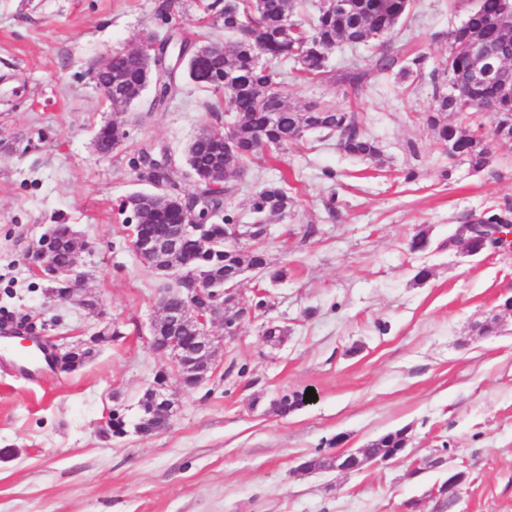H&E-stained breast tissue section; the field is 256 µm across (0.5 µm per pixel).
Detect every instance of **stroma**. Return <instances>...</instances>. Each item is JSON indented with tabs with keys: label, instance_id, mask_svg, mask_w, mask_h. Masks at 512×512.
Masks as SVG:
<instances>
[{
	"label": "stroma",
	"instance_id": "obj_1",
	"mask_svg": "<svg viewBox=\"0 0 512 512\" xmlns=\"http://www.w3.org/2000/svg\"><path fill=\"white\" fill-rule=\"evenodd\" d=\"M0 0V323L21 318L66 349L104 342L75 370L37 384L0 358V512H431L429 493L465 467L461 512H512V260L468 252V214L512 209V146L485 169L451 156L425 122L429 79L378 72L374 45L341 46L314 80L286 79L287 103L361 113L382 153L358 159L311 130L280 160L231 176L225 206L250 223L251 199L287 177L295 205L269 220L261 248L271 283L248 270L241 304L266 291L265 317L222 343L201 386L186 390L149 327L170 284L132 246L124 200L154 186L142 149L183 164L202 131L223 132V94L181 79L163 106L145 89L113 111L93 79L114 52L178 33L220 43L223 0ZM477 0H412L391 48L448 61L446 35ZM366 76L351 88L352 66ZM127 136L109 155L95 137L108 122ZM413 180H406L407 172ZM334 209H326L327 201ZM70 225L82 247L75 293L50 299L34 259L51 225ZM429 242L415 252L417 234ZM426 278H418L419 270ZM493 333H480L487 318ZM286 331L267 341L264 321ZM176 394L173 422L135 432L138 401L159 373ZM314 389L315 401L278 417L270 404ZM129 430L104 436L110 412ZM406 430L401 457L355 472H305L302 460L366 447Z\"/></svg>",
	"mask_w": 512,
	"mask_h": 512
}]
</instances>
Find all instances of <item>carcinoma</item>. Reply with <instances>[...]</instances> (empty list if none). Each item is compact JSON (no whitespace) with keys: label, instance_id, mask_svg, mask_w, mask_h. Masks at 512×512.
Wrapping results in <instances>:
<instances>
[{"label":"carcinoma","instance_id":"carcinoma-1","mask_svg":"<svg viewBox=\"0 0 512 512\" xmlns=\"http://www.w3.org/2000/svg\"><path fill=\"white\" fill-rule=\"evenodd\" d=\"M304 0H224L220 18L228 41L221 50L208 56L200 65L184 66L189 80L202 88L223 91L232 112L234 140L224 143V135L206 131L191 143L193 163L181 169L168 165L157 181L160 192L144 195L128 204L136 221L153 233L164 232L169 225L184 220L181 204L184 196L179 183L189 181L195 192L191 197L214 213H224V223H210L206 240L185 235L179 251L171 263L188 271H197L217 288L224 287V274L232 265L241 263L236 253H224V225L235 223V218L224 207V199L231 190L213 187L216 175L227 178L229 173L240 171L255 161H263L288 150L308 130H320L338 137L344 152L361 158H375L380 154L377 143L366 136L363 117L350 110L338 109L330 104H311L302 110L287 105L280 91L292 70L308 80L323 75V61L341 45L356 47L377 42L375 35H393L400 20L406 15L410 0H348L343 11L318 3L307 19L297 15ZM501 0H478L476 7L465 19L464 31L478 35L489 50L506 58L512 56V35L498 28L493 20L501 12ZM400 51L383 52L376 60V67L387 72L400 67L407 76L423 74L422 58L411 59V66H400ZM113 69L125 80L113 94H129L131 89L148 82L149 77L130 60L117 56ZM233 75L235 83L221 82V77ZM470 76V61L458 51L448 58V64L429 74L435 101L434 112L427 117L436 139L456 150L475 170L484 169L489 163V146L496 141L497 131L503 127L512 130V106L496 111L495 126L491 133L481 132L482 123L474 120L464 130L443 121L442 115L459 112L457 103L448 97V79L464 82ZM177 88L176 81L164 83L154 90L152 107L166 103ZM499 101V91L493 85L478 89V99L468 109L481 113ZM125 138V131L118 123L103 127L96 137L100 153L108 155ZM294 206L285 179L269 181L253 196V223L265 224L275 215L283 216ZM69 233L68 225L58 224L52 232L41 238L39 248L62 270L53 287L60 298L70 297L69 278L65 270L72 265V254L61 240ZM250 266L264 272L271 282L284 278L286 271L268 266L265 254L255 248L249 258Z\"/></svg>","mask_w":512,"mask_h":512}]
</instances>
